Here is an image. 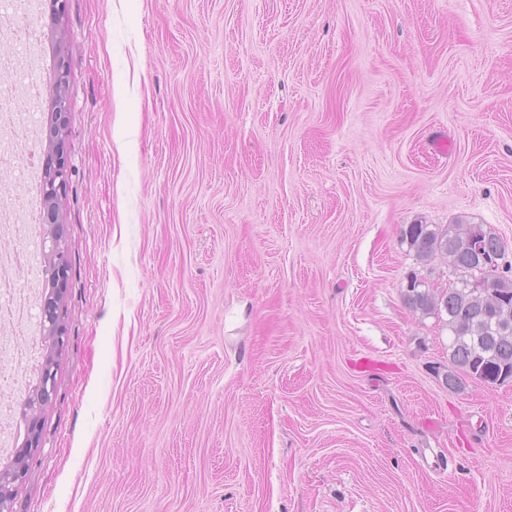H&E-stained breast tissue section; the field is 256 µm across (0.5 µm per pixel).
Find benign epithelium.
Returning a JSON list of instances; mask_svg holds the SVG:
<instances>
[{
    "mask_svg": "<svg viewBox=\"0 0 512 512\" xmlns=\"http://www.w3.org/2000/svg\"><path fill=\"white\" fill-rule=\"evenodd\" d=\"M56 66L51 100L49 133L39 153L41 194L46 202L47 224L43 225L40 253L45 264V293L39 316L42 361L38 377L27 389L25 437L20 448L0 465V512L9 505L19 486L28 478L42 438V413L56 394L57 357L65 346L63 300L70 279V258L66 245L62 214L70 184L71 163L65 145L67 117L70 112L69 46L65 37L56 35Z\"/></svg>",
    "mask_w": 512,
    "mask_h": 512,
    "instance_id": "7a95c632",
    "label": "benign epithelium"
}]
</instances>
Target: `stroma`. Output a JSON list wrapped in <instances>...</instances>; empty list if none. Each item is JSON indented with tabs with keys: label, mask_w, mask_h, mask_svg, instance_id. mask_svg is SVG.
Here are the masks:
<instances>
[{
	"label": "stroma",
	"mask_w": 512,
	"mask_h": 512,
	"mask_svg": "<svg viewBox=\"0 0 512 512\" xmlns=\"http://www.w3.org/2000/svg\"><path fill=\"white\" fill-rule=\"evenodd\" d=\"M72 280L11 512H512L404 225L512 262V0H66ZM451 141L450 154L432 149Z\"/></svg>",
	"instance_id": "1"
}]
</instances>
